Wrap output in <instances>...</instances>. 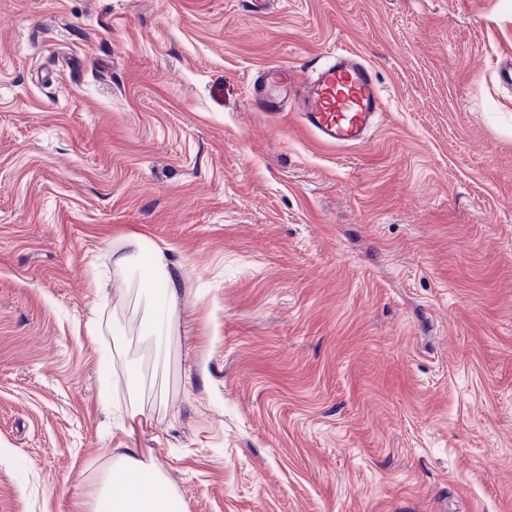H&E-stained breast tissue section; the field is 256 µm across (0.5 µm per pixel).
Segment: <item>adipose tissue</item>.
<instances>
[{
    "label": "adipose tissue",
    "mask_w": 512,
    "mask_h": 512,
    "mask_svg": "<svg viewBox=\"0 0 512 512\" xmlns=\"http://www.w3.org/2000/svg\"><path fill=\"white\" fill-rule=\"evenodd\" d=\"M141 239L131 233L112 248V270L121 275L136 274L139 288H161L162 298L142 316L138 333L147 351L161 357L160 337L171 335L179 325L176 305L180 292V265L169 248H155L151 263L140 262ZM175 489L169 477L142 449L131 448L123 455L96 493L90 512H173Z\"/></svg>",
    "instance_id": "ef3b65f1"
}]
</instances>
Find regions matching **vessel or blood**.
<instances>
[{
    "label": "vessel or blood",
    "instance_id": "obj_1",
    "mask_svg": "<svg viewBox=\"0 0 512 512\" xmlns=\"http://www.w3.org/2000/svg\"><path fill=\"white\" fill-rule=\"evenodd\" d=\"M249 94L251 107L268 115L280 114L289 101H297L302 126L322 144L336 147L364 142L386 108L373 66L351 49L315 64L310 79L301 85L286 68L261 67Z\"/></svg>",
    "mask_w": 512,
    "mask_h": 512
}]
</instances>
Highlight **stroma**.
I'll return each mask as SVG.
<instances>
[{
  "mask_svg": "<svg viewBox=\"0 0 512 512\" xmlns=\"http://www.w3.org/2000/svg\"><path fill=\"white\" fill-rule=\"evenodd\" d=\"M337 48L364 143L252 110ZM507 58L512 0H0V512H82L129 448L175 512H512ZM130 231L181 265L164 364Z\"/></svg>",
  "mask_w": 512,
  "mask_h": 512,
  "instance_id": "stroma-1",
  "label": "stroma"
}]
</instances>
